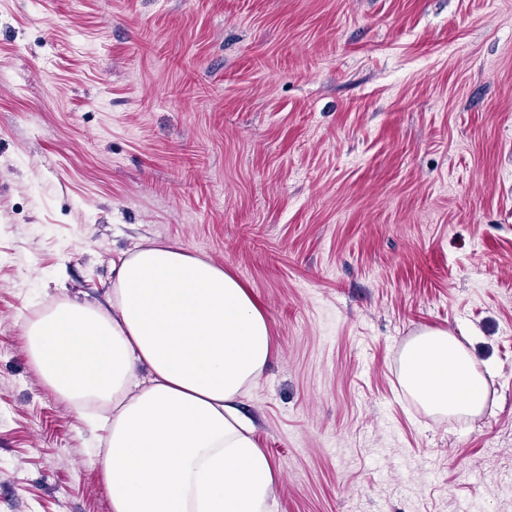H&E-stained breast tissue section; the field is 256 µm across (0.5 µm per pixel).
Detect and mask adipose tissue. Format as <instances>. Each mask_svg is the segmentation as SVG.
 Masks as SVG:
<instances>
[{
	"label": "adipose tissue",
	"mask_w": 512,
	"mask_h": 512,
	"mask_svg": "<svg viewBox=\"0 0 512 512\" xmlns=\"http://www.w3.org/2000/svg\"><path fill=\"white\" fill-rule=\"evenodd\" d=\"M108 306L62 300L25 350L72 408L112 407L99 465L112 512H269L278 479L237 406L273 357L258 303L223 268L156 245L114 265ZM401 381L428 412L479 413L488 382L445 330L407 341Z\"/></svg>",
	"instance_id": "adipose-tissue-1"
}]
</instances>
